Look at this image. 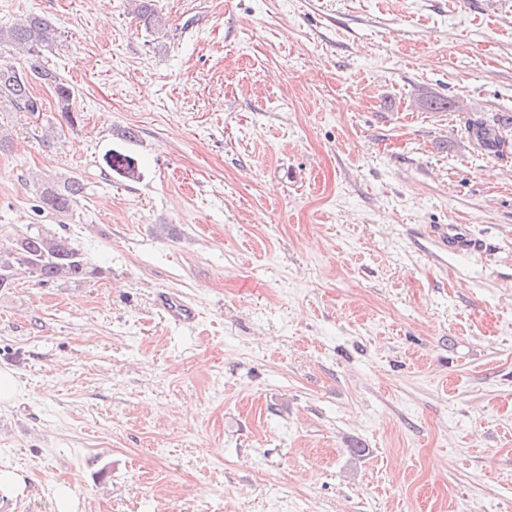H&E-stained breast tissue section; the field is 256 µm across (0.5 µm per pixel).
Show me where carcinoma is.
<instances>
[{
  "label": "carcinoma",
  "mask_w": 512,
  "mask_h": 512,
  "mask_svg": "<svg viewBox=\"0 0 512 512\" xmlns=\"http://www.w3.org/2000/svg\"><path fill=\"white\" fill-rule=\"evenodd\" d=\"M137 14L150 30L165 29V20L147 0H138ZM57 30L46 19L33 14L22 23L0 26V49L11 48L24 56L23 66L9 69L0 64V106H9L18 112L31 114L42 111L41 101L32 95V79L48 80L53 85L61 118L70 127L77 124L71 111L75 89L65 80L50 73L43 65L42 54L57 41ZM423 106L431 112H455L457 100L430 96ZM468 129L478 146L489 154L503 151L508 133L512 131V113L503 112L490 120L474 119ZM106 167L118 177L135 180L140 178L136 159L116 150H108L103 157ZM40 200L44 208L56 213L69 212L83 193L84 185L77 177L63 182L45 181L39 184ZM27 273L39 283L56 280L84 281L96 274L80 249L63 237L37 233L0 243V289L13 287L20 273Z\"/></svg>",
  "instance_id": "carcinoma-1"
}]
</instances>
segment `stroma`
<instances>
[{
    "mask_svg": "<svg viewBox=\"0 0 512 512\" xmlns=\"http://www.w3.org/2000/svg\"><path fill=\"white\" fill-rule=\"evenodd\" d=\"M0 0L80 121L0 110V242L96 277L0 291V512H512V0ZM429 95L460 99L430 112ZM141 176L104 174V153ZM80 177L69 213L38 179ZM464 224L478 253L429 233ZM198 312L189 328L156 305ZM468 129L482 150L489 154H500L508 132L512 131V113L503 112L491 120L474 119L469 122ZM103 160L111 173L118 177L128 180L140 178L136 159L125 152L110 149L104 154Z\"/></svg>",
    "mask_w": 512,
    "mask_h": 512,
    "instance_id": "1",
    "label": "stroma"
}]
</instances>
